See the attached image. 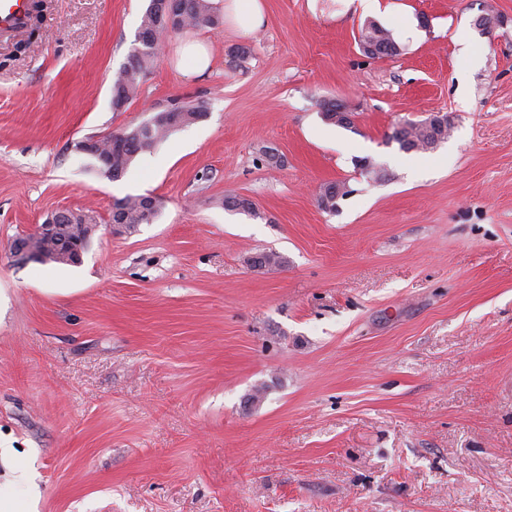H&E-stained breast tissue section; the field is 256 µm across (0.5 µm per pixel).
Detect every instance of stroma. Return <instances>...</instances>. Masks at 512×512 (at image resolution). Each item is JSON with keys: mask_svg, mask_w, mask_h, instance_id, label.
Returning a JSON list of instances; mask_svg holds the SVG:
<instances>
[{"mask_svg": "<svg viewBox=\"0 0 512 512\" xmlns=\"http://www.w3.org/2000/svg\"><path fill=\"white\" fill-rule=\"evenodd\" d=\"M264 2L249 36L194 30L205 75L165 35L118 112L149 0L0 37V448L39 512H512V0ZM370 20L399 55L362 52ZM188 101L120 180L79 149ZM438 112L435 149L392 141ZM128 195L160 211L117 233ZM59 210L95 218L81 262L14 261ZM181 57H187L192 63V69L188 72L202 73L211 64V47L199 39H191L183 42L180 50ZM5 468V474L7 476V483L9 484H24L26 485L31 493L34 506L32 512H36V503L39 497V492L32 481V476L28 469L17 465L7 448H0V465Z\"/></svg>", "mask_w": 512, "mask_h": 512, "instance_id": "1", "label": "stroma"}]
</instances>
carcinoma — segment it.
Instances as JSON below:
<instances>
[{"instance_id": "1", "label": "carcinoma", "mask_w": 512, "mask_h": 512, "mask_svg": "<svg viewBox=\"0 0 512 512\" xmlns=\"http://www.w3.org/2000/svg\"><path fill=\"white\" fill-rule=\"evenodd\" d=\"M219 18L214 14L210 0H181L179 12L166 16L157 5V0H149L142 17L136 45L126 57V61L118 71L112 83V107L122 110L138 93L140 78L156 63L159 56L161 36L174 33L178 29L188 31L200 27H214ZM361 42H378L386 46L388 55H396L400 51L399 44L391 32L371 22L362 31ZM204 116L203 105L185 103L177 112L162 111L149 120L124 132L122 142L113 143L108 138L98 141L97 150L109 158L110 163L103 166V173L112 180L120 179L128 167L141 153L149 152L166 138L172 131L188 126ZM448 137V129H438L422 120L407 131L395 130L392 139L400 148L411 150H432ZM121 211L128 230L135 231L142 224H151L158 215V210L145 205V197L127 196L120 200ZM93 227L87 218L71 224L66 228V235L82 242L88 248ZM34 247L46 256V262L66 265L68 261L60 253L55 241L38 239ZM282 255L274 250L263 251L252 258V265L261 268H277L282 266Z\"/></svg>"}]
</instances>
